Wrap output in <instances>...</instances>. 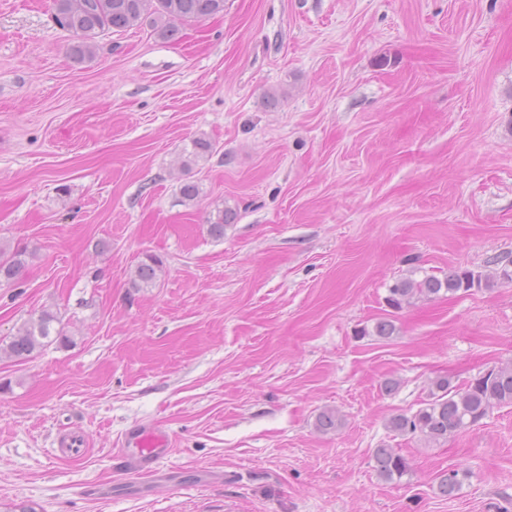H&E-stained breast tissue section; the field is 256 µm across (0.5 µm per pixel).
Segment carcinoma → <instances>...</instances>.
<instances>
[{
    "instance_id": "carcinoma-1",
    "label": "carcinoma",
    "mask_w": 512,
    "mask_h": 512,
    "mask_svg": "<svg viewBox=\"0 0 512 512\" xmlns=\"http://www.w3.org/2000/svg\"><path fill=\"white\" fill-rule=\"evenodd\" d=\"M54 9L56 22L72 37L70 57L82 63L93 53L92 39L102 32H121L148 21L162 37L174 39L185 25L224 12V0H54ZM213 151L210 140L194 138L191 149L184 150L180 165L188 169ZM236 216V211L227 206H215L207 220L209 234L217 239L224 237V228L234 223ZM28 259L29 254L23 249L0 246V283L18 281ZM489 264L492 268L485 271L450 270L442 279L433 274L420 279L411 275L398 279L388 288L385 302L400 311L420 298L449 297L473 288H489L499 280L512 283V260L495 257ZM159 268L156 257L145 256L136 267L132 286H153ZM58 322L56 313L41 312L37 318L23 323L6 344H0V356L24 360L53 343L68 342L63 330L54 329ZM509 405H512V362L495 366L463 385L453 384L448 376L434 379L423 406L409 415L391 417L387 428L401 436L418 434L428 441L446 442L479 424L494 409ZM340 425L342 415L337 409L327 408L316 417L315 426L323 433ZM372 459L377 476L385 482L401 480L410 469L405 456L385 445L374 449ZM459 487V470L455 468L436 477V491L443 497H453Z\"/></svg>"
}]
</instances>
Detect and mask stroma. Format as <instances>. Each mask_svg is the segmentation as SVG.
Returning <instances> with one entry per match:
<instances>
[{"label":"stroma","mask_w":512,"mask_h":512,"mask_svg":"<svg viewBox=\"0 0 512 512\" xmlns=\"http://www.w3.org/2000/svg\"><path fill=\"white\" fill-rule=\"evenodd\" d=\"M70 41L53 0H0V245L33 253L0 340L45 310L71 339L0 359V512H512V406L441 444L387 427L431 379L512 362V283L385 303L512 258V0H224L175 41L144 23L82 64ZM136 425L173 440L160 474L116 455ZM214 151L213 143L203 137H197L191 140V150L185 148L181 156L180 165L182 168L189 169L192 164H197L200 160H205ZM236 216V211L227 206H215L207 218L209 234L217 239L223 238L224 228L228 224H233ZM160 262L153 255H145L138 266L132 280V286L135 288L152 287L157 279V271L160 268ZM489 270L475 271L469 269L448 270L443 279L425 274L421 279L413 278L414 274L396 280L389 288L385 302L388 307L400 311L412 305L420 298L449 297L460 291L468 292L472 288H490L495 282L512 283V260L506 257H495L488 262ZM374 470L377 476L385 482L400 481L407 475L410 469L408 459L396 451L382 445L375 448L372 454Z\"/></svg>","instance_id":"stroma-1"}]
</instances>
